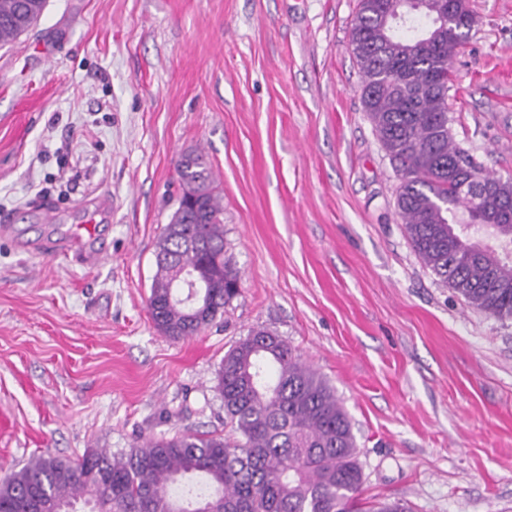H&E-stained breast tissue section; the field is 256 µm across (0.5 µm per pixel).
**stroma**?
<instances>
[{"mask_svg":"<svg viewBox=\"0 0 512 512\" xmlns=\"http://www.w3.org/2000/svg\"><path fill=\"white\" fill-rule=\"evenodd\" d=\"M357 4L46 0L0 49V477L39 455L229 434L217 372L263 328L334 388L363 498L512 512V321L469 307L405 233L400 178L361 102ZM469 7L451 133L512 179V0ZM190 149L216 174L240 293L174 340L147 300ZM105 191L118 199L96 229L107 255L42 251Z\"/></svg>","mask_w":512,"mask_h":512,"instance_id":"35a3bbf8","label":"stroma"}]
</instances>
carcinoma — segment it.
<instances>
[{
    "label": "carcinoma",
    "mask_w": 512,
    "mask_h": 512,
    "mask_svg": "<svg viewBox=\"0 0 512 512\" xmlns=\"http://www.w3.org/2000/svg\"><path fill=\"white\" fill-rule=\"evenodd\" d=\"M439 0H359L351 37L362 74L361 100L400 175L397 211L414 250L468 306L512 320V180L485 174L455 143L448 118V61L474 16L457 19L458 39L440 37ZM45 0H0V46L40 17ZM178 205L155 247L148 298L155 327L192 336L239 294L224 258V204L206 156L176 166ZM487 182L495 197L479 200ZM203 267L206 303L194 311L173 287ZM224 412L239 439L183 433L113 456L89 449L77 460L36 456L0 481V512H406L398 501H361L363 472L351 421L332 388L278 335L253 330L224 355L217 376Z\"/></svg>",
    "instance_id": "1"
}]
</instances>
